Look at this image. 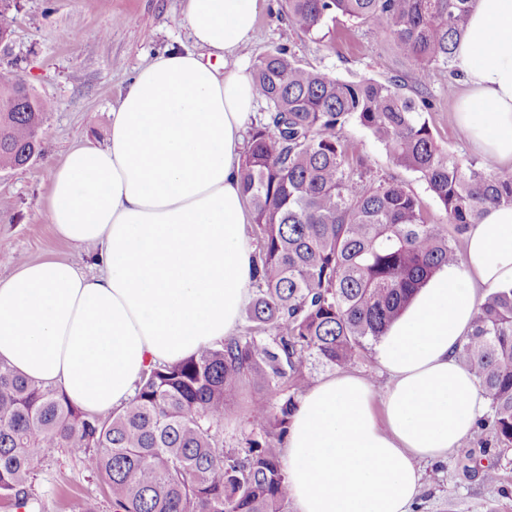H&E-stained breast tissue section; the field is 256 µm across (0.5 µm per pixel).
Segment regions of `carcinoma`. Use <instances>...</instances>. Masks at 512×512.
<instances>
[{"label":"carcinoma","mask_w":512,"mask_h":512,"mask_svg":"<svg viewBox=\"0 0 512 512\" xmlns=\"http://www.w3.org/2000/svg\"><path fill=\"white\" fill-rule=\"evenodd\" d=\"M476 0H287L292 30L316 32L334 14L389 33L417 87L396 75L341 79L285 47L259 58L254 81L268 112L246 135L241 184L258 243L245 325L196 355L153 366L128 407L88 414L57 388L0 363V499L29 500L31 470L48 448H73L101 474L112 512H288L281 445L305 392L307 365L348 368L385 334L414 293L458 265L455 236L491 207L512 205V171L463 163L436 142L421 87L452 66ZM52 103L22 83L0 88V168L38 144ZM366 129L392 165L416 172L446 218L425 219L415 195L369 182L345 139ZM461 360L489 399L477 426L512 449V287L493 291ZM280 397L272 399V391ZM247 404L250 436L224 447V421Z\"/></svg>","instance_id":"carcinoma-1"}]
</instances>
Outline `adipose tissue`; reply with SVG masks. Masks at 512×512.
<instances>
[{
    "mask_svg": "<svg viewBox=\"0 0 512 512\" xmlns=\"http://www.w3.org/2000/svg\"><path fill=\"white\" fill-rule=\"evenodd\" d=\"M259 0H185L194 47L141 69L109 142L52 171L48 219L97 275L48 258L0 282V361L83 411L126 406L151 366L235 335L254 248L240 183L258 100L240 54ZM453 66L457 128L512 170V0H476ZM512 285V206L489 209L460 266L438 271L376 346L383 388L352 373L301 397L281 457L294 512H411L424 463L446 457L489 400L459 360L479 289Z\"/></svg>",
    "mask_w": 512,
    "mask_h": 512,
    "instance_id": "1",
    "label": "adipose tissue"
}]
</instances>
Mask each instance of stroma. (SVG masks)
Returning <instances> with one entry per match:
<instances>
[{
	"label": "stroma",
	"instance_id": "35a3bbf8",
	"mask_svg": "<svg viewBox=\"0 0 512 512\" xmlns=\"http://www.w3.org/2000/svg\"><path fill=\"white\" fill-rule=\"evenodd\" d=\"M184 0H17L10 46L0 51V74L21 75L37 96L54 104L39 133V154L27 166L0 170V281L26 261L67 260L93 274L95 247H73L58 239L48 222L51 173L73 145H107L111 112L137 73L155 56L192 47ZM286 47L302 64L339 78L353 75L379 81L400 75L414 80L411 65L398 54L389 33L344 16L327 19L311 36L291 30L285 0H263L247 64ZM449 70L434 69L427 92L434 108L428 119L438 144L459 159H473L455 121V84ZM363 154L369 179L401 184L421 202L430 222L444 210L418 174L394 167L382 146L357 124L345 130ZM490 430L475 429L447 459L425 467L424 492L415 512H512V451L482 455ZM495 466L498 482L485 480ZM28 512H84L96 502L112 512L111 494L100 474L87 470L79 452L47 449L29 481Z\"/></svg>",
	"mask_w": 512,
	"mask_h": 512
}]
</instances>
